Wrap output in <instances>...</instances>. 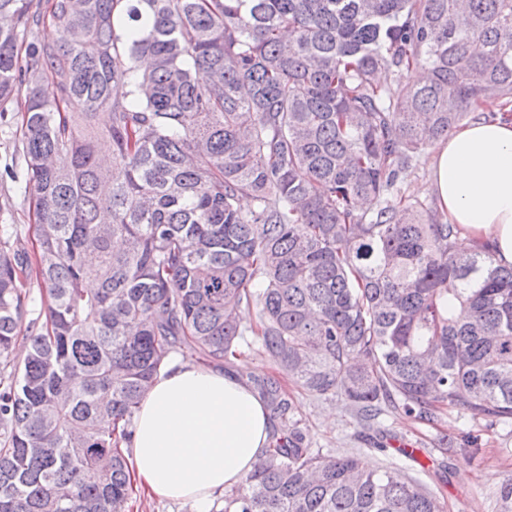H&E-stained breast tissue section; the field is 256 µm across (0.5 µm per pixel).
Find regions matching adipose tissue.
Instances as JSON below:
<instances>
[{
	"mask_svg": "<svg viewBox=\"0 0 512 512\" xmlns=\"http://www.w3.org/2000/svg\"><path fill=\"white\" fill-rule=\"evenodd\" d=\"M430 188L444 221L458 225L457 247L487 245L512 265V119L467 123L434 150ZM132 468L158 499L210 512L269 447L261 397L234 372L171 360L142 400L131 427Z\"/></svg>",
	"mask_w": 512,
	"mask_h": 512,
	"instance_id": "1",
	"label": "adipose tissue"
}]
</instances>
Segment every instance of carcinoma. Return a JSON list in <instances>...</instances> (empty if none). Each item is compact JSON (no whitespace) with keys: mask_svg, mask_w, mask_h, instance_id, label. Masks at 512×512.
<instances>
[{"mask_svg":"<svg viewBox=\"0 0 512 512\" xmlns=\"http://www.w3.org/2000/svg\"><path fill=\"white\" fill-rule=\"evenodd\" d=\"M47 20L57 42L19 58ZM23 87L37 248L0 226V512H128L142 399L173 353L237 358L244 307L279 371L365 422L512 426V266L394 199L465 110L509 104L512 0H0V126ZM33 273L47 313L17 362ZM247 382L270 449L223 512H446L313 450L280 380Z\"/></svg>","mask_w":512,"mask_h":512,"instance_id":"cac0c4a2","label":"carcinoma"}]
</instances>
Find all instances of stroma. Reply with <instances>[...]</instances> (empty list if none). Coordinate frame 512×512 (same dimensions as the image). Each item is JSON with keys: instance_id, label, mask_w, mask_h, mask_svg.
Here are the masks:
<instances>
[{"instance_id": "stroma-1", "label": "stroma", "mask_w": 512, "mask_h": 512, "mask_svg": "<svg viewBox=\"0 0 512 512\" xmlns=\"http://www.w3.org/2000/svg\"><path fill=\"white\" fill-rule=\"evenodd\" d=\"M25 102V95L20 94L7 103L13 122L11 127L0 128V225H21L22 231L15 238L14 247L31 253L35 250L30 230L34 215L32 194L26 191L23 179L21 130ZM432 155L429 149L420 154L401 185V193L405 198L423 203L436 217L440 214L438 203L428 189ZM297 399L301 404L299 416L308 426L312 448L338 456L359 453L373 459L375 468L390 465L421 484L440 485L447 497V512H497L500 487L512 479L511 430L488 425L485 419L457 408L449 409L434 429L421 427L394 413L380 419L382 427L389 432L386 448L380 451L370 441V430L342 397L301 392ZM465 432L477 435V447L455 445L447 452H440L438 437L445 435L456 441ZM400 442L416 447L415 458L395 452L394 446Z\"/></svg>"}]
</instances>
